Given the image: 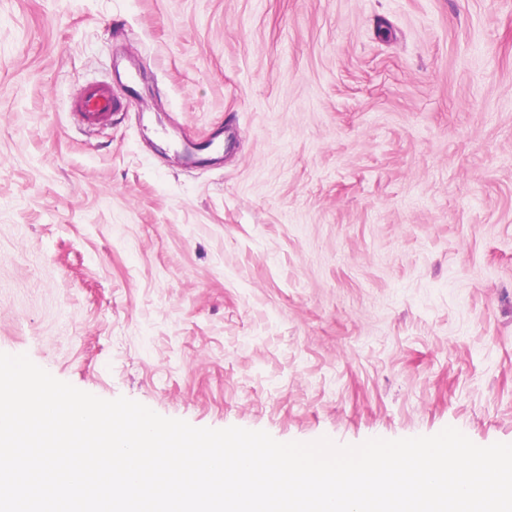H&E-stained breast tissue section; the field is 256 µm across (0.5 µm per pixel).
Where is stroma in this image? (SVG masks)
Listing matches in <instances>:
<instances>
[{"label": "stroma", "mask_w": 512, "mask_h": 512, "mask_svg": "<svg viewBox=\"0 0 512 512\" xmlns=\"http://www.w3.org/2000/svg\"><path fill=\"white\" fill-rule=\"evenodd\" d=\"M0 352L199 428L512 443V0H0ZM118 106L112 98V90L104 85L89 86L75 104L84 123L91 127L111 122L112 112Z\"/></svg>", "instance_id": "obj_1"}]
</instances>
